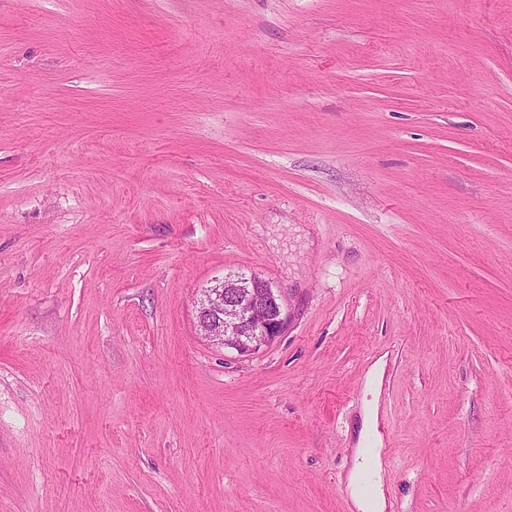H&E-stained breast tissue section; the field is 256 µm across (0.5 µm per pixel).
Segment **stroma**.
<instances>
[{"mask_svg": "<svg viewBox=\"0 0 512 512\" xmlns=\"http://www.w3.org/2000/svg\"><path fill=\"white\" fill-rule=\"evenodd\" d=\"M383 355L392 512H512V0H0V512H351ZM288 315L269 281L256 273L225 276L196 302V327L217 346L251 355L281 336Z\"/></svg>", "mask_w": 512, "mask_h": 512, "instance_id": "1", "label": "stroma"}]
</instances>
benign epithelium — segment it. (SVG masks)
<instances>
[{"label": "benign epithelium", "mask_w": 512, "mask_h": 512, "mask_svg": "<svg viewBox=\"0 0 512 512\" xmlns=\"http://www.w3.org/2000/svg\"><path fill=\"white\" fill-rule=\"evenodd\" d=\"M287 319L271 283L253 272L224 277L196 302L199 334L240 355L254 354L281 336Z\"/></svg>", "instance_id": "benign-epithelium-1"}]
</instances>
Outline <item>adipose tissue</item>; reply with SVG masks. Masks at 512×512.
I'll return each instance as SVG.
<instances>
[{
  "instance_id": "adipose-tissue-1",
  "label": "adipose tissue",
  "mask_w": 512,
  "mask_h": 512,
  "mask_svg": "<svg viewBox=\"0 0 512 512\" xmlns=\"http://www.w3.org/2000/svg\"><path fill=\"white\" fill-rule=\"evenodd\" d=\"M384 373L383 362H376L366 376L365 388L371 398L364 403L361 447L354 453L353 467L348 477L349 495L355 512H385L384 464L381 460L383 438L379 432V414L375 396Z\"/></svg>"
}]
</instances>
